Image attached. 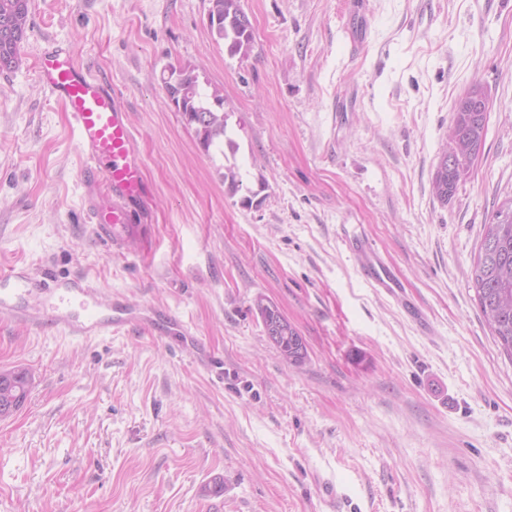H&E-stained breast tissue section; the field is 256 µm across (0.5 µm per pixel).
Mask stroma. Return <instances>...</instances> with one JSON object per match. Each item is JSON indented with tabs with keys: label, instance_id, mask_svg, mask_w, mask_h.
I'll return each instance as SVG.
<instances>
[{
	"label": "stroma",
	"instance_id": "stroma-1",
	"mask_svg": "<svg viewBox=\"0 0 512 512\" xmlns=\"http://www.w3.org/2000/svg\"><path fill=\"white\" fill-rule=\"evenodd\" d=\"M248 56L209 0H31L0 74V268L36 285L0 312V369L32 376L0 418V512H512V362L470 284L512 194V0H240ZM50 44L116 91L149 196L100 239L78 134L40 85ZM224 98L243 187L168 98V66ZM489 96L452 200L431 181L460 96ZM375 244L403 299L372 288ZM84 278L137 323L48 322V276ZM303 336L285 363L255 310ZM223 477L224 493L201 488ZM208 21L217 39L228 44L231 53L248 54L252 48L251 23L239 0H209Z\"/></svg>",
	"mask_w": 512,
	"mask_h": 512
}]
</instances>
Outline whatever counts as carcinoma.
<instances>
[{"instance_id":"carcinoma-1","label":"carcinoma","mask_w":512,"mask_h":512,"mask_svg":"<svg viewBox=\"0 0 512 512\" xmlns=\"http://www.w3.org/2000/svg\"><path fill=\"white\" fill-rule=\"evenodd\" d=\"M208 21L217 39L234 54L252 48L251 23L239 0H209ZM30 0H0V73L19 63L20 48L28 28ZM168 97L188 125L194 127L198 145L205 153L236 150L224 120V98L218 91L208 94L199 87L198 76L187 67H170L163 79ZM485 90L473 87L458 99L448 129L445 149L454 154L437 164L433 191L448 201L460 182L466 180L481 154L486 138ZM472 282L484 322L492 336L512 359V197L504 200L484 225L473 265ZM31 376L24 368L0 370V410L18 411L30 392Z\"/></svg>"}]
</instances>
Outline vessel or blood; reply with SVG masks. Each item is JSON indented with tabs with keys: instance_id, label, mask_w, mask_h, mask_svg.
Returning <instances> with one entry per match:
<instances>
[{
	"instance_id": "obj_1",
	"label": "vessel or blood",
	"mask_w": 512,
	"mask_h": 512,
	"mask_svg": "<svg viewBox=\"0 0 512 512\" xmlns=\"http://www.w3.org/2000/svg\"><path fill=\"white\" fill-rule=\"evenodd\" d=\"M37 76L63 106L77 131L91 185L105 188L110 197L106 206L93 212L98 234L120 240L133 223V204L146 194L142 161L134 146L127 114L118 106L111 88L93 77L68 47H45L38 58ZM354 247L361 255L362 272L371 285L387 294L399 295L402 284L379 250L367 240L355 241ZM29 287V281L16 267L0 270V292H11L17 298ZM58 289L61 299L82 302L80 311L60 308L51 316L54 323L63 325L72 335L107 336L135 320L132 313L116 305L105 312L90 307L91 292L78 282L59 284Z\"/></svg>"
}]
</instances>
